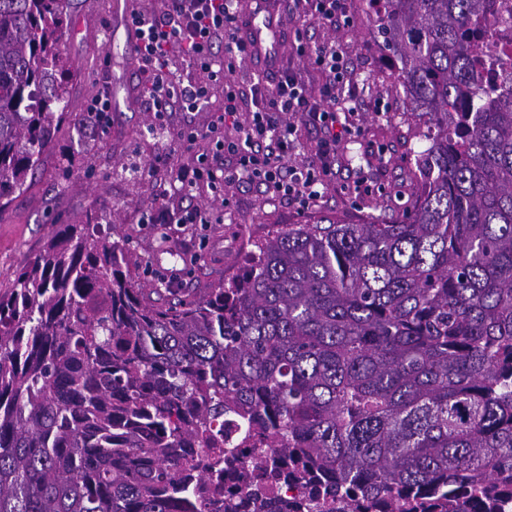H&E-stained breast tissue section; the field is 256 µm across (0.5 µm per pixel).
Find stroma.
<instances>
[{
  "mask_svg": "<svg viewBox=\"0 0 512 512\" xmlns=\"http://www.w3.org/2000/svg\"><path fill=\"white\" fill-rule=\"evenodd\" d=\"M113 2L71 0L61 49L74 111H86L105 93L119 108L99 127L60 126L55 147L44 156L29 189L0 211V289L40 253L52 232L85 223L91 215L101 234L120 225L134 279L149 288L170 289L175 301L237 272L271 225L379 223L403 220L410 212L415 156L428 143L414 135L410 104L393 59L380 47L369 0H344L348 23L335 30L315 21L297 0L281 5L287 44L278 69L292 70L311 91H319L325 74L296 48L331 42L349 77L343 97L350 131L326 188L305 209L257 184L225 188L220 197L204 185L189 195L175 188L170 173L187 164L189 155L173 150L171 139L186 124L206 127L224 105V90L214 89L207 111L156 119L139 91L141 77L127 45L126 21L113 19ZM83 23L100 29L85 35L78 30ZM159 195L166 209H201L205 223H169L166 210L153 205Z\"/></svg>",
  "mask_w": 512,
  "mask_h": 512,
  "instance_id": "1",
  "label": "stroma"
}]
</instances>
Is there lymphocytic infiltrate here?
Listing matches in <instances>:
<instances>
[{
  "instance_id": "1",
  "label": "lymphocytic infiltrate",
  "mask_w": 512,
  "mask_h": 512,
  "mask_svg": "<svg viewBox=\"0 0 512 512\" xmlns=\"http://www.w3.org/2000/svg\"><path fill=\"white\" fill-rule=\"evenodd\" d=\"M165 16L157 18L131 13L127 26L135 35L134 59L143 78V94L151 101L156 117L173 108L201 112L210 102L214 84L224 87V109L206 129L193 127L177 133L174 146L191 152V164L171 174L183 192L195 190L200 183L218 189L236 182L265 185L279 196L293 202L318 197L331 174L337 148L348 127L340 120L343 110L340 94L347 82V72L335 46L316 49L310 56L313 65L328 75L319 97H312L307 87L292 74L280 75L273 91L259 84L244 91L227 85L237 63L248 57L239 36L241 16L235 0H169ZM223 54H216V45ZM179 47L188 66L199 72L194 83H184L169 68V53ZM249 112L238 137L221 136L228 119ZM317 125L322 137L315 162L297 171L288 165V153L296 122ZM211 141L207 150H199L203 141ZM232 158L229 167L219 166V159Z\"/></svg>"
}]
</instances>
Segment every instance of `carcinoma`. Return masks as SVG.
Listing matches in <instances>:
<instances>
[{"label": "carcinoma", "mask_w": 512, "mask_h": 512, "mask_svg": "<svg viewBox=\"0 0 512 512\" xmlns=\"http://www.w3.org/2000/svg\"><path fill=\"white\" fill-rule=\"evenodd\" d=\"M429 146L391 224H290L177 302L68 224L0 290V512H504L512 63L489 0H375ZM68 0H0V210L70 110ZM487 39L495 46L499 55L505 59L512 60V23L509 26L496 25L487 30Z\"/></svg>", "instance_id": "carcinoma-1"}]
</instances>
